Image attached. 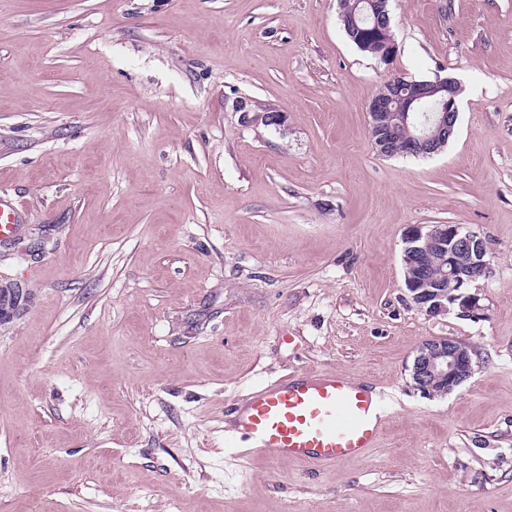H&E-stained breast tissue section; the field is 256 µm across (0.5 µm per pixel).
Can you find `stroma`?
Masks as SVG:
<instances>
[{
	"instance_id": "stroma-1",
	"label": "stroma",
	"mask_w": 512,
	"mask_h": 512,
	"mask_svg": "<svg viewBox=\"0 0 512 512\" xmlns=\"http://www.w3.org/2000/svg\"><path fill=\"white\" fill-rule=\"evenodd\" d=\"M338 0H0V512H512V0H392L398 51ZM457 79L454 136L384 157L366 106ZM286 113L244 119L239 101ZM411 224L488 240L479 319L406 289ZM473 351L415 390L428 338ZM336 371L389 392L359 459L224 445L264 384ZM373 0H357L356 3V11L353 13L352 16V26L355 33V36L357 37L360 32L362 31L361 27L365 29V32L362 35L361 40H352L349 35L347 34L348 39L350 42H352L360 51L371 54L378 60H382L383 63H389L393 59V54L397 52V45L395 43L394 34L391 27V19L389 21V25L387 29H384L382 26L379 28L374 27L372 23L370 24H364L361 27L359 26V23L362 20V14L366 13L365 11V5L368 2ZM363 3V5L360 6V4ZM372 16L375 22V25L377 26L379 24L380 19L384 18L379 17L376 13L372 11V14L366 13V16ZM391 39H394L391 41V43L388 45L389 52L386 51L381 55V51L385 47V43ZM388 63V64H389ZM21 209L7 197L0 195V237H6L12 233L14 224H18ZM474 372L471 349L450 337H432L417 348L410 370L413 386L428 396L446 395Z\"/></svg>"
}]
</instances>
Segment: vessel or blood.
Instances as JSON below:
<instances>
[{"label": "vessel or blood", "mask_w": 512, "mask_h": 512, "mask_svg": "<svg viewBox=\"0 0 512 512\" xmlns=\"http://www.w3.org/2000/svg\"><path fill=\"white\" fill-rule=\"evenodd\" d=\"M21 209L0 195V237L12 233ZM383 397L335 372L288 375L258 389L237 406L224 428V442L243 444L273 460L340 464L377 443Z\"/></svg>", "instance_id": "obj_1"}]
</instances>
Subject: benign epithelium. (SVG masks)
Here are the masks:
<instances>
[{
	"label": "benign epithelium",
	"mask_w": 512,
	"mask_h": 512,
	"mask_svg": "<svg viewBox=\"0 0 512 512\" xmlns=\"http://www.w3.org/2000/svg\"><path fill=\"white\" fill-rule=\"evenodd\" d=\"M459 83L448 76L428 82L398 76L370 100L369 139L378 154L435 155L454 135L459 117ZM253 121L281 127L283 112H257ZM403 270L413 304L429 316L457 312L479 319L484 308L467 286L491 270L486 239L460 224H414L404 234ZM474 372L471 349L450 337H432L417 348L413 386L428 396L446 395Z\"/></svg>",
	"instance_id": "7a95c632"
}]
</instances>
